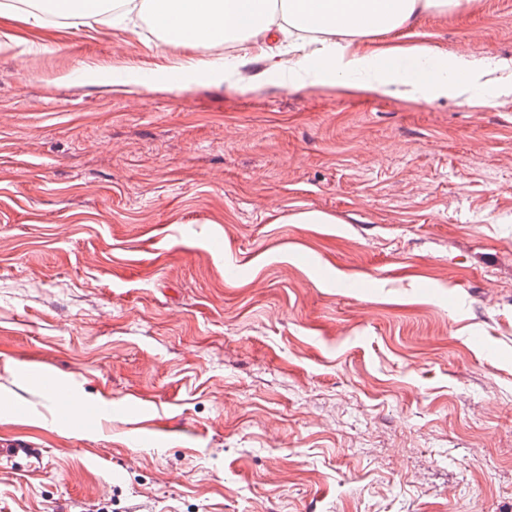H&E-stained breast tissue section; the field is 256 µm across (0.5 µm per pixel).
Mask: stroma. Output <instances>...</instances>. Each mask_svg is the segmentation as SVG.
Returning a JSON list of instances; mask_svg holds the SVG:
<instances>
[{
  "label": "stroma",
  "instance_id": "obj_1",
  "mask_svg": "<svg viewBox=\"0 0 512 512\" xmlns=\"http://www.w3.org/2000/svg\"><path fill=\"white\" fill-rule=\"evenodd\" d=\"M10 9L0 512H512V94L297 85L261 42ZM474 32L511 60L512 0L349 49Z\"/></svg>",
  "mask_w": 512,
  "mask_h": 512
}]
</instances>
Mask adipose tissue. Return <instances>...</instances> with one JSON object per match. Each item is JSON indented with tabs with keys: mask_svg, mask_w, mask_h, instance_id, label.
<instances>
[{
	"mask_svg": "<svg viewBox=\"0 0 512 512\" xmlns=\"http://www.w3.org/2000/svg\"><path fill=\"white\" fill-rule=\"evenodd\" d=\"M440 0H121L125 14L148 13L153 25L169 36L194 43L248 42L277 34L300 41L310 38L311 52L300 55L296 74L318 70L325 81L353 77L356 88L384 91L394 83L412 97L453 94L473 107L487 105L490 94H512V60L494 63L470 52L424 62L428 48H418L411 64L377 67L366 55L351 54L345 35L411 27L419 12Z\"/></svg>",
	"mask_w": 512,
	"mask_h": 512,
	"instance_id": "obj_1",
	"label": "adipose tissue"
}]
</instances>
